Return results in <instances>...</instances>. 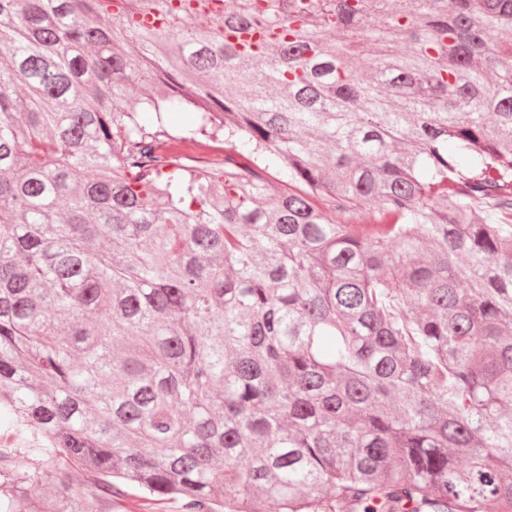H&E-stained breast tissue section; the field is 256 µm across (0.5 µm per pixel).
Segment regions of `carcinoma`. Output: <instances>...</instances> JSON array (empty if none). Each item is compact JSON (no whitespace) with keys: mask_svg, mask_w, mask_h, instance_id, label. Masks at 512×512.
<instances>
[{"mask_svg":"<svg viewBox=\"0 0 512 512\" xmlns=\"http://www.w3.org/2000/svg\"><path fill=\"white\" fill-rule=\"evenodd\" d=\"M208 2L0 0V512H512V0ZM4 445H8L11 448H16V458L20 465L26 467L30 472L34 473L35 466L32 464V460L26 455L23 447L15 437V432L10 423L3 418L0 421V448ZM131 497L116 506L115 512H182L181 503L175 499L143 501L142 494L130 488Z\"/></svg>","mask_w":512,"mask_h":512,"instance_id":"carcinoma-1","label":"carcinoma"}]
</instances>
